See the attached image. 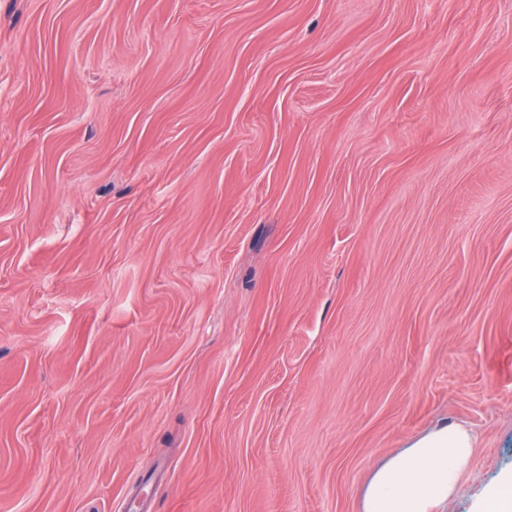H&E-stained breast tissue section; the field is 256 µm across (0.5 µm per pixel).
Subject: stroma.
Instances as JSON below:
<instances>
[{"label": "stroma", "instance_id": "35a3bbf8", "mask_svg": "<svg viewBox=\"0 0 512 512\" xmlns=\"http://www.w3.org/2000/svg\"><path fill=\"white\" fill-rule=\"evenodd\" d=\"M431 512L512 473V0H0V512ZM475 439L453 425L425 437L392 459L374 477L365 512H430L454 495L469 471Z\"/></svg>", "mask_w": 512, "mask_h": 512}]
</instances>
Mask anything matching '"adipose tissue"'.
Listing matches in <instances>:
<instances>
[{"mask_svg": "<svg viewBox=\"0 0 512 512\" xmlns=\"http://www.w3.org/2000/svg\"><path fill=\"white\" fill-rule=\"evenodd\" d=\"M474 444L471 432L460 425L425 437L375 475L365 512H430L454 495L470 469Z\"/></svg>", "mask_w": 512, "mask_h": 512, "instance_id": "1", "label": "adipose tissue"}]
</instances>
